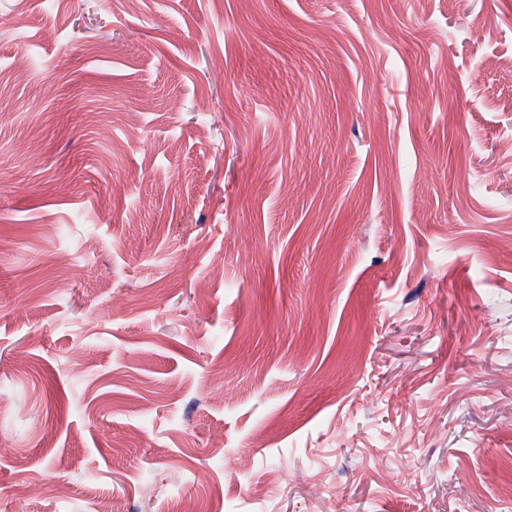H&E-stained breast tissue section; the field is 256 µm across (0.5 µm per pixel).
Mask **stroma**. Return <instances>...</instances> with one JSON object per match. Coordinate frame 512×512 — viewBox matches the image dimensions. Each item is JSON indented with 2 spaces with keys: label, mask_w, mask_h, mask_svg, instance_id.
<instances>
[{
  "label": "stroma",
  "mask_w": 512,
  "mask_h": 512,
  "mask_svg": "<svg viewBox=\"0 0 512 512\" xmlns=\"http://www.w3.org/2000/svg\"><path fill=\"white\" fill-rule=\"evenodd\" d=\"M1 15L0 512H512V0Z\"/></svg>",
  "instance_id": "35a3bbf8"
}]
</instances>
